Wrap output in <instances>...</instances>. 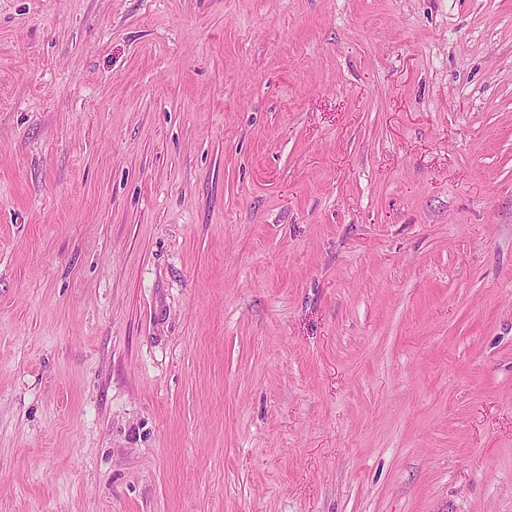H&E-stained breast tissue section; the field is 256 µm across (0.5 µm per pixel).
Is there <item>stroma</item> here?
Listing matches in <instances>:
<instances>
[{
    "mask_svg": "<svg viewBox=\"0 0 512 512\" xmlns=\"http://www.w3.org/2000/svg\"><path fill=\"white\" fill-rule=\"evenodd\" d=\"M0 512H512V0H0Z\"/></svg>",
    "mask_w": 512,
    "mask_h": 512,
    "instance_id": "obj_1",
    "label": "stroma"
}]
</instances>
